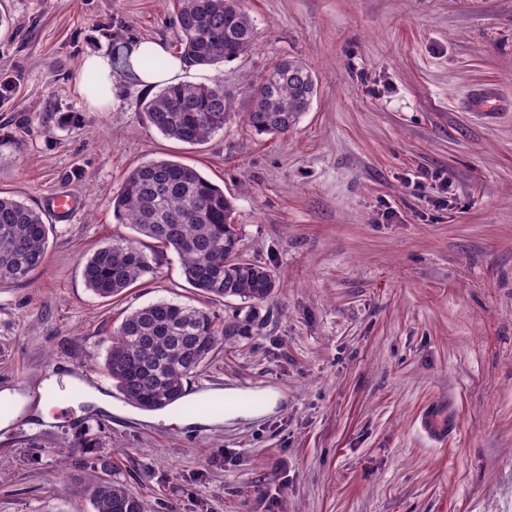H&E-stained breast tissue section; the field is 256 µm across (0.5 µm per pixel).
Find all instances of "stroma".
Returning a JSON list of instances; mask_svg holds the SVG:
<instances>
[{
	"label": "stroma",
	"instance_id": "stroma-1",
	"mask_svg": "<svg viewBox=\"0 0 512 512\" xmlns=\"http://www.w3.org/2000/svg\"><path fill=\"white\" fill-rule=\"evenodd\" d=\"M255 48L190 83L302 61L317 91L288 134L232 120L190 146L147 122L148 91L121 75L112 104L83 96L84 58L134 42L177 52L169 0H0V194L47 216L43 265L0 285V388L38 394L82 369L98 389L113 331L161 300L231 316L147 246L153 276L102 299L82 259L131 236L112 193L137 165L197 167L231 195L242 254L277 275L251 336L220 345L188 400L233 388L279 393L270 413L181 426L107 388L55 424L32 409L0 429V512H92L79 493L109 458L148 512H512V0H246ZM495 86L506 108H472ZM67 114L77 123L64 122ZM444 405V443L418 420Z\"/></svg>",
	"mask_w": 512,
	"mask_h": 512
}]
</instances>
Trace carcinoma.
<instances>
[{"mask_svg": "<svg viewBox=\"0 0 512 512\" xmlns=\"http://www.w3.org/2000/svg\"><path fill=\"white\" fill-rule=\"evenodd\" d=\"M244 0H173L178 29L177 58L186 68L212 67L247 53L257 27ZM142 66L163 71L170 60L142 49ZM19 79L0 77V103L10 101ZM313 73L284 59L244 81V100L224 82L179 83L144 99L142 111L162 135L195 145L239 117L257 135H284L310 109ZM113 214L137 237H120L83 258L86 287L114 298L155 273L154 258L141 248L143 236L174 251L186 281L200 293L237 299L228 320L205 308L160 301L131 311L113 331L103 362L125 401L160 410L185 397V383L232 336H251L261 321L258 306L272 298L276 275L240 253L235 206L224 189L195 167L169 160L132 169L112 197ZM48 239L42 213L0 195V283L27 279L45 260ZM94 512H147L126 485L96 477L81 488Z\"/></svg>", "mask_w": 512, "mask_h": 512, "instance_id": "obj_1", "label": "carcinoma"}]
</instances>
